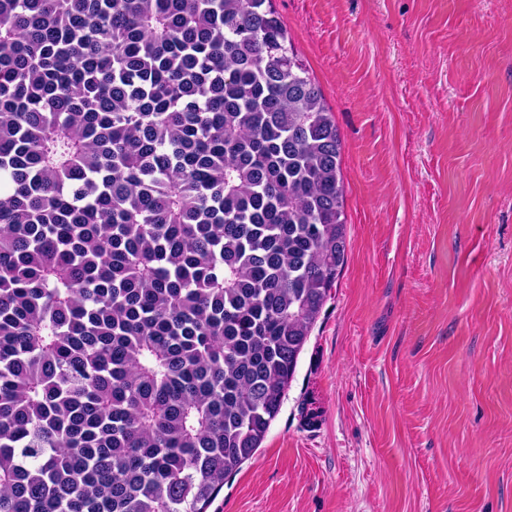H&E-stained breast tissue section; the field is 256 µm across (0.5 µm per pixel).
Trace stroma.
I'll return each mask as SVG.
<instances>
[{
    "mask_svg": "<svg viewBox=\"0 0 512 512\" xmlns=\"http://www.w3.org/2000/svg\"><path fill=\"white\" fill-rule=\"evenodd\" d=\"M274 6L341 135L347 257L208 512H512V0Z\"/></svg>",
    "mask_w": 512,
    "mask_h": 512,
    "instance_id": "stroma-1",
    "label": "stroma"
}]
</instances>
